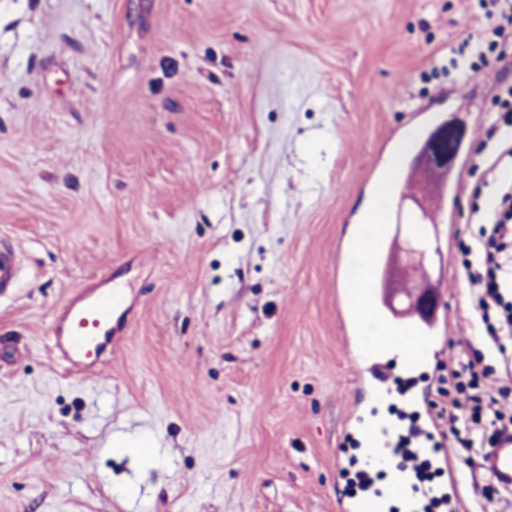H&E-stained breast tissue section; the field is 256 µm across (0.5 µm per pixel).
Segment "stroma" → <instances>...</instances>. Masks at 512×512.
Instances as JSON below:
<instances>
[{
  "label": "stroma",
  "instance_id": "35a3bbf8",
  "mask_svg": "<svg viewBox=\"0 0 512 512\" xmlns=\"http://www.w3.org/2000/svg\"><path fill=\"white\" fill-rule=\"evenodd\" d=\"M485 0H0V512H339L357 396L337 316L340 250L381 193L410 118L465 127L469 156L512 55L457 65ZM512 179L465 169L436 226L448 325L426 388L436 453L465 455L459 512L486 498L481 448L449 435L448 368L485 352L462 276ZM112 275L137 306L89 382L50 353L52 315ZM146 434L153 459L111 448ZM21 271L19 254L4 241L0 244V295L14 288Z\"/></svg>",
  "mask_w": 512,
  "mask_h": 512
}]
</instances>
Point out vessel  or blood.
Here are the masks:
<instances>
[{"label": "vessel or blood", "instance_id": "vessel-or-blood-1", "mask_svg": "<svg viewBox=\"0 0 512 512\" xmlns=\"http://www.w3.org/2000/svg\"><path fill=\"white\" fill-rule=\"evenodd\" d=\"M464 163V155H457L453 169L431 175L430 214L439 212L448 195L459 192ZM355 248V240H348L346 256L337 269L340 280L336 290L338 315L345 344L351 349L357 367L358 383L370 391L372 398L378 399L391 395L397 368H404L413 378L430 366L439 335L446 326V313L437 307L423 317L410 311L400 319H390V303L380 284L390 274L392 246L380 243L371 255L369 285L365 288L360 287L358 272L351 261ZM20 271L16 249L9 243H1L0 295L15 287ZM129 312L125 292L114 287L108 278L90 280L56 308L49 336L50 349L68 376L89 380L96 375L116 346ZM368 314L383 322L386 329L384 343L376 346L368 343L362 329V319ZM348 428L354 431L355 442L367 462L379 463L389 455L395 434L393 427L379 428L358 417ZM428 433V428L423 426L406 429L409 453L398 465L400 476L393 491L412 500H436L439 512H456L457 486L462 473L448 455L433 457L438 467L447 470V484L434 488L415 481L422 458L429 455L424 442ZM479 467L498 488L512 490V431L497 434L484 450ZM384 500L383 491L368 473L363 477L359 493L341 501L339 509L340 512H384Z\"/></svg>", "mask_w": 512, "mask_h": 512}]
</instances>
